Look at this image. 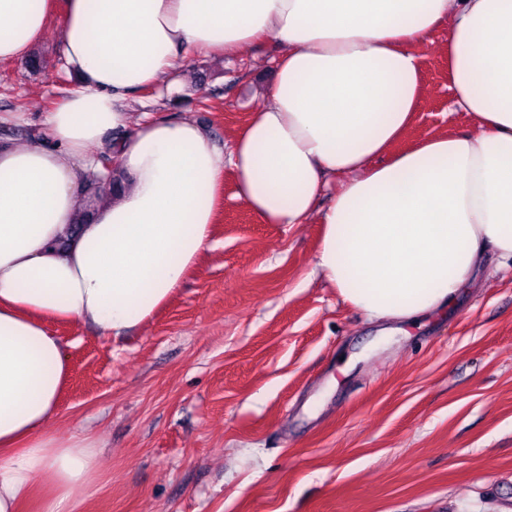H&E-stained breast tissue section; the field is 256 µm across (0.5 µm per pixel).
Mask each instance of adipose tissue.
Listing matches in <instances>:
<instances>
[{
    "label": "adipose tissue",
    "mask_w": 512,
    "mask_h": 512,
    "mask_svg": "<svg viewBox=\"0 0 512 512\" xmlns=\"http://www.w3.org/2000/svg\"><path fill=\"white\" fill-rule=\"evenodd\" d=\"M55 10L0 0V62L26 57ZM443 26L473 130L375 164L417 109L415 48ZM266 39L284 49L275 80L227 150L190 119L131 122L129 103L176 82L187 52ZM62 51L79 81L44 142L0 146V512L35 495L69 512L95 484V441L44 429L70 373L52 327L150 320L211 249L225 172L266 223L319 214L316 266L372 321L444 312L489 264L512 265V0H65ZM122 130L128 184L80 223L87 148Z\"/></svg>",
    "instance_id": "1"
}]
</instances>
